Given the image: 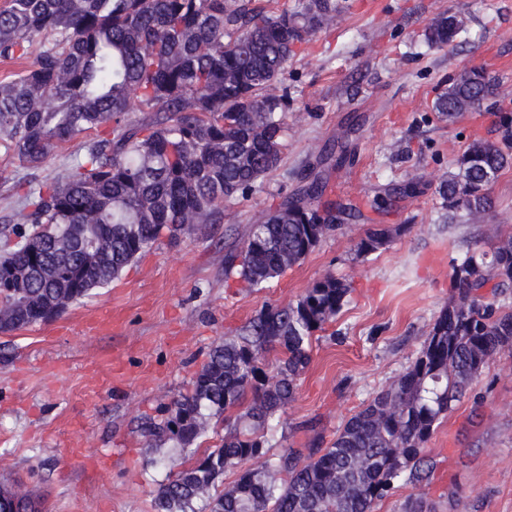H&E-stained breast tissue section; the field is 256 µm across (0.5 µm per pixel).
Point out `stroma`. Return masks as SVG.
Returning a JSON list of instances; mask_svg holds the SVG:
<instances>
[{"label": "stroma", "instance_id": "35a3bbf8", "mask_svg": "<svg viewBox=\"0 0 512 512\" xmlns=\"http://www.w3.org/2000/svg\"><path fill=\"white\" fill-rule=\"evenodd\" d=\"M288 69L283 162L261 187L178 242L160 239L109 286L58 317L0 333V484L22 482L42 512H152L153 491L184 455L156 443L144 419H163L185 394L212 346L237 335L266 305L296 299L326 274L352 292L313 345L297 398L268 431L272 453L331 441L347 420L413 361L448 303L453 259L484 248L512 225V170L493 185V215L446 223L438 187L454 160L490 139L492 110L455 122L432 110L464 69H485L512 99V0H348ZM452 13L465 27L444 47L425 27ZM346 143L350 159L324 163L325 146ZM78 148L63 144L36 169L0 148V218L18 223L17 181L65 175ZM325 185L319 210L356 208L299 265L267 288L224 275L250 224L302 187L300 172ZM416 180V190L380 208L376 198ZM393 228L367 259L355 243ZM433 476L423 493L433 512H512V359L473 382L428 443Z\"/></svg>", "mask_w": 512, "mask_h": 512}]
</instances>
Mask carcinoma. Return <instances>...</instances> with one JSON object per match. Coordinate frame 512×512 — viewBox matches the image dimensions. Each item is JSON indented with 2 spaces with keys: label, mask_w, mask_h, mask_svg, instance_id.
Returning <instances> with one entry per match:
<instances>
[{
  "label": "carcinoma",
  "mask_w": 512,
  "mask_h": 512,
  "mask_svg": "<svg viewBox=\"0 0 512 512\" xmlns=\"http://www.w3.org/2000/svg\"><path fill=\"white\" fill-rule=\"evenodd\" d=\"M348 9L338 0H292L276 13L252 0H5L0 61L21 68L0 81V146L31 168L89 132L61 179L24 190L22 222L0 241V331L43 321L39 310L80 301L163 237L218 224L224 206L256 190L282 163L288 64L300 45ZM462 27L440 16L427 41L443 47ZM486 101L501 112L492 140L470 143L440 182L448 223L495 209L491 188L512 169V100L499 99L482 68L461 72L439 93L441 120ZM312 181L250 225L225 275L263 288L304 260L336 225L311 201ZM393 232L368 230L365 258ZM512 286V231L452 263V297L415 360L350 417L330 446H288L266 456L265 429L295 400L313 341L347 303L352 283L328 274L283 306H265L234 339L213 346L191 390L156 422V442L195 455L155 491L153 512H375L404 478L429 484L426 444L496 356H512V306L480 293ZM221 444L191 445L214 417ZM233 486L206 499L224 472ZM0 488V512H41Z\"/></svg>",
  "instance_id": "1"
}]
</instances>
